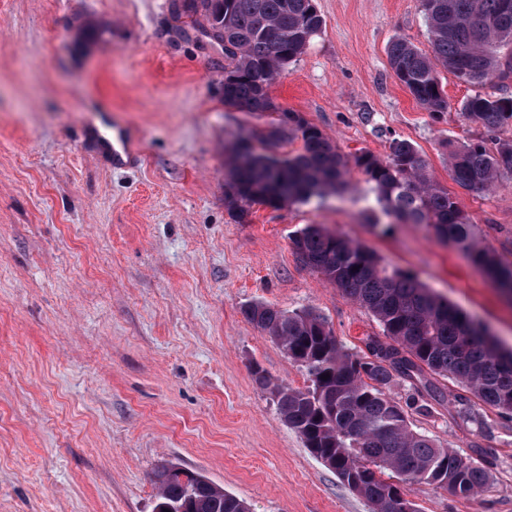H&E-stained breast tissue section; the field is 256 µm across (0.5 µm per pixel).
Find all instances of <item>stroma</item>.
Listing matches in <instances>:
<instances>
[{
    "instance_id": "stroma-1",
    "label": "stroma",
    "mask_w": 512,
    "mask_h": 512,
    "mask_svg": "<svg viewBox=\"0 0 512 512\" xmlns=\"http://www.w3.org/2000/svg\"><path fill=\"white\" fill-rule=\"evenodd\" d=\"M172 0H0V512H153L152 470L197 471L250 512H371L280 418L255 369L304 387L303 369L246 321L263 301L322 314L347 347L375 319L297 259L322 224L410 272L512 347V300L414 224H373L364 175L326 200L224 207V142L260 125L224 103L221 45ZM324 20L269 88L347 157L410 141L512 265V175L487 192L450 176L449 144L508 139L462 113L478 92L441 72L447 111L399 84L398 35L430 51L421 0H314ZM121 126L138 159L113 167L100 143ZM415 430L461 455L491 449L492 480L467 498L406 488L420 512H512V429H480L453 404Z\"/></svg>"
}]
</instances>
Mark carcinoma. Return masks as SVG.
Returning <instances> with one entry per match:
<instances>
[{
    "instance_id": "obj_1",
    "label": "carcinoma",
    "mask_w": 512,
    "mask_h": 512,
    "mask_svg": "<svg viewBox=\"0 0 512 512\" xmlns=\"http://www.w3.org/2000/svg\"><path fill=\"white\" fill-rule=\"evenodd\" d=\"M422 3L431 53L396 37L387 55L396 79L425 110L448 109L440 66L470 84L512 78V0ZM176 14L201 16L209 37L224 45V104L260 116L276 111L269 86L324 25L312 0H179ZM463 111L491 132L512 126V96L479 94L463 103ZM294 140L302 143L299 151L278 152ZM449 155L453 179L465 190L488 191L501 175H512V138H499L492 148L482 140L463 142ZM351 163L371 184L385 216L424 226L437 241L466 251L499 288L512 291V269L478 241L467 215L407 140H391L383 159L362 153L350 161L318 127L290 112L288 122L242 131L225 147L224 206L244 223L255 205L322 200L346 188ZM291 241L299 261L368 311L382 336L365 337L364 348L355 350L315 310L245 305V319L308 377L303 388L273 387L264 371H254L256 383L271 389L282 420L314 456L334 461L333 472L371 512H398L406 496L385 479L388 473L406 484L422 474L424 484L450 488L460 498L483 489L492 478L485 465L416 431L410 417L429 416L432 403L444 400L435 382L440 377L460 387L453 398L459 414L486 428L483 407L512 427V352L493 357L485 326L369 248L320 224L306 225ZM403 381L414 393L401 402L391 391ZM151 482L157 489L154 512H249L243 500L176 465L154 470Z\"/></svg>"
}]
</instances>
